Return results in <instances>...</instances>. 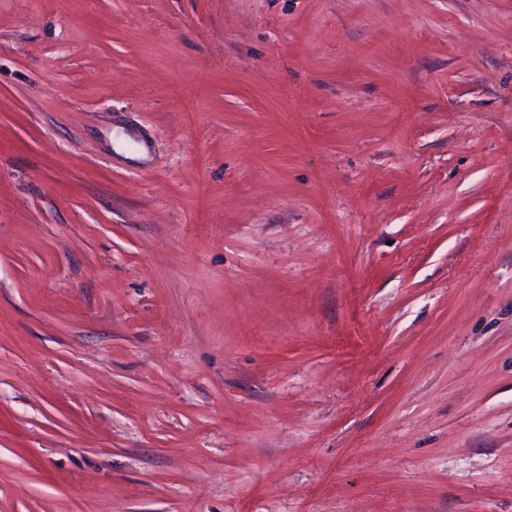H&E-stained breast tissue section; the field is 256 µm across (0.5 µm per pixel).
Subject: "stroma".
I'll list each match as a JSON object with an SVG mask.
<instances>
[{
	"label": "stroma",
	"mask_w": 512,
	"mask_h": 512,
	"mask_svg": "<svg viewBox=\"0 0 512 512\" xmlns=\"http://www.w3.org/2000/svg\"><path fill=\"white\" fill-rule=\"evenodd\" d=\"M0 512H512V0H0Z\"/></svg>",
	"instance_id": "obj_1"
}]
</instances>
